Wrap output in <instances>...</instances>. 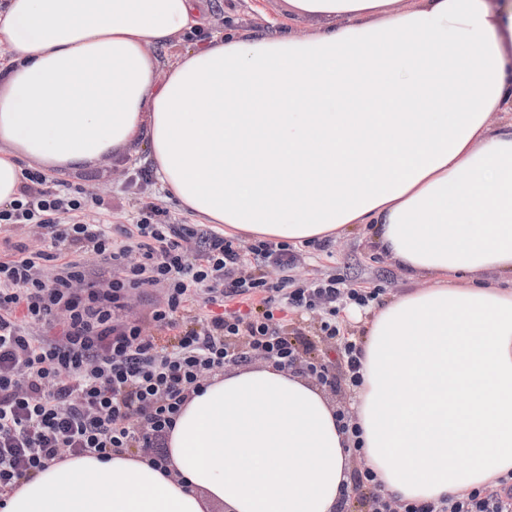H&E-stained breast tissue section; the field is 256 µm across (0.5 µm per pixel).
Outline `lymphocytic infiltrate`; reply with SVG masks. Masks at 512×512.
I'll use <instances>...</instances> for the list:
<instances>
[{
	"label": "lymphocytic infiltrate",
	"mask_w": 512,
	"mask_h": 512,
	"mask_svg": "<svg viewBox=\"0 0 512 512\" xmlns=\"http://www.w3.org/2000/svg\"><path fill=\"white\" fill-rule=\"evenodd\" d=\"M83 196L47 188L24 173L20 199L0 206V225L40 235L42 247H17L0 259V492L15 490L50 464L132 448L161 461L163 441L191 392L229 366L261 356L279 369L304 362L309 375L333 383L338 363L349 391L362 383L361 342L342 336L339 309L368 308L377 291L360 292L328 276L290 278L297 253L288 243L253 241L241 250L222 233L173 224L154 203H142L133 226L87 224ZM93 253L109 273L91 277L85 263L62 261L64 250ZM60 261L57 273L45 263ZM162 289L146 320L125 313L139 288ZM221 306L213 316L196 301ZM319 314L318 331L335 361L307 357L310 341L281 330L288 312ZM64 321L55 335L33 325ZM178 333L158 347L146 326ZM351 484L369 490V512H512V479L437 502L384 494L370 468Z\"/></svg>",
	"instance_id": "f902f5d3"
}]
</instances>
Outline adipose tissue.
I'll use <instances>...</instances> for the list:
<instances>
[{
  "label": "adipose tissue",
  "mask_w": 512,
  "mask_h": 512,
  "mask_svg": "<svg viewBox=\"0 0 512 512\" xmlns=\"http://www.w3.org/2000/svg\"><path fill=\"white\" fill-rule=\"evenodd\" d=\"M308 35L156 49L198 0H5L0 206L23 167L145 152L162 188L225 234L302 243L368 224L424 287L382 305L353 405L363 456L409 502L512 471V0H287ZM321 386L272 365L191 394L166 460L50 465L0 512H336L351 442Z\"/></svg>",
  "instance_id": "ef3b65f1"
}]
</instances>
